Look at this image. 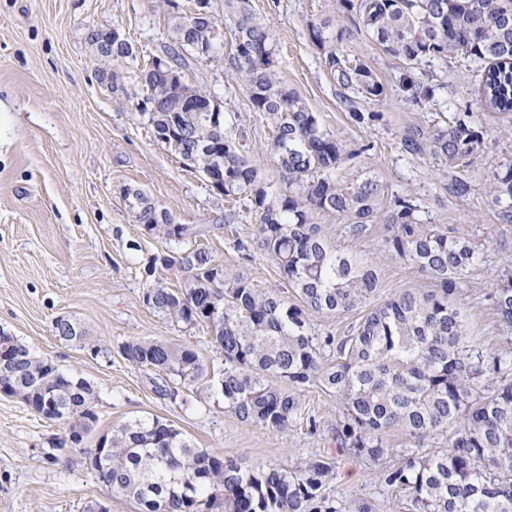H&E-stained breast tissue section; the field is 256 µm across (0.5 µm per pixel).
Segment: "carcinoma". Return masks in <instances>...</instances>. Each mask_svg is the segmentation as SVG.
Returning <instances> with one entry per match:
<instances>
[{
	"label": "carcinoma",
	"instance_id": "1",
	"mask_svg": "<svg viewBox=\"0 0 512 512\" xmlns=\"http://www.w3.org/2000/svg\"><path fill=\"white\" fill-rule=\"evenodd\" d=\"M224 5L233 17L234 60L251 104L273 130L268 150L277 180L263 178L242 144L224 133V113L212 111L213 96L172 78L184 74L188 59L208 58L220 45L212 36L218 21L210 3L205 14L175 22L160 67L142 72L134 108L148 118L159 142L177 145L184 167L212 173L217 194L233 199L248 192L257 224L252 237L236 239L239 257L251 261L259 254L274 261L299 303L229 275L204 248H183L153 258L175 270L181 286L151 284L143 303L177 323L210 328L224 357L218 382L204 380L205 364L188 345L133 338L121 345L122 357L154 371L153 391L164 399L175 401L181 388L199 384L219 391L241 422L283 434L301 415V397L317 387L336 399V439L356 455L376 462L388 439L402 436L401 461L384 468L379 479L404 493L406 512H512V351L485 353L474 346L453 300L479 261L480 245L443 224L424 222L416 198L385 195L374 174L339 181L336 169L350 157L346 145L279 78L269 26L248 0ZM341 6L388 54L410 65L450 55L470 64L481 72L486 107L512 112V0H341ZM310 39L338 67L342 85L365 99L381 96L383 86L364 62L336 57L342 34L330 20L311 24ZM132 55L123 37L99 52L105 61ZM401 85L416 99L434 98L429 84ZM345 103L357 126L378 118L351 98ZM402 145L409 154L428 156L458 197L470 191L462 172L487 149L483 131L465 113L406 136ZM123 194L147 234L176 245L196 236L141 190L125 188ZM489 196L501 223L512 224L511 159L492 173ZM320 212L335 215L340 233L353 240L370 237L381 225L384 248L437 289L404 291L371 305L379 283L374 266L312 223ZM491 298L512 341V265ZM352 311L361 317L342 336L320 334L311 324L314 314ZM53 328L61 340L99 351L79 323L58 318ZM0 350L11 384L28 389L26 404L34 412L50 401L56 407L51 420L93 417L89 382L37 358L12 336L0 334ZM438 436L444 447L426 450ZM110 443L101 460L83 441L75 446L82 447L95 476L105 466L112 471L110 488L132 497L139 512H339L326 493L332 464L324 458L297 470L244 466L194 447L157 416L129 420Z\"/></svg>",
	"mask_w": 512,
	"mask_h": 512
}]
</instances>
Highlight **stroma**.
<instances>
[{
  "label": "stroma",
  "mask_w": 512,
  "mask_h": 512,
  "mask_svg": "<svg viewBox=\"0 0 512 512\" xmlns=\"http://www.w3.org/2000/svg\"><path fill=\"white\" fill-rule=\"evenodd\" d=\"M210 2L224 38L211 58L190 60L185 78L223 103L226 132L266 177H274L276 165L266 151L271 128L253 109L245 75L233 61V23L224 14V0ZM249 5L274 34L282 82L352 151L338 176L348 180L373 172L389 194L415 197L422 218L481 244L482 261L461 293L467 331L485 351L506 348L489 294L512 262V224L499 221L486 185L492 171L512 159V113L484 107L478 73L455 58L407 67L360 29L339 0H249ZM194 7L195 0H0V334L91 384L95 419L89 438L137 416H157L195 447L249 465L294 470L309 457L324 456L334 467L328 492L338 505L364 498L379 512H402L401 493L379 479L381 467L395 464L397 454L376 465L339 447L338 406L320 389L306 392L302 419L282 435L239 423L219 393L203 400L184 389L179 401L161 398L152 390L150 371L120 354L125 341L147 337L194 347L209 378H216L224 363L206 325L185 327L144 304L148 285L176 289L180 282L161 266L146 275L150 259L170 254L171 247L137 223L123 197L127 187L143 190L177 223L200 229L197 246L230 273H242L285 298L295 296L273 262L238 257L235 239L251 237L256 224L248 195L232 202L217 195L154 138L147 117L130 103L141 89L134 71L161 56L174 18L190 15ZM323 18L343 29L340 51L367 64L384 87L381 97L357 103L361 111L378 113L370 124L350 122L337 73L310 40L311 23ZM112 27L121 29L135 54L118 65L125 75L119 92L100 80L101 63L88 38L91 29ZM403 73L434 85L433 101H417L403 91L398 83ZM463 112L482 126L488 148L464 173L470 194L457 197L433 173L427 157L404 152L402 140L409 130ZM312 221L344 249L367 255L379 276L373 304L405 290L433 289L432 281L392 259L378 237L341 236L336 216L327 213L314 214ZM60 317L102 340L107 355L59 339L53 323ZM311 416L321 423L315 434L307 427ZM70 426L0 393V512H86L94 500L109 512H135L128 497L97 480L80 449H67L58 462H49L48 440Z\"/></svg>",
  "instance_id": "stroma-1"
}]
</instances>
